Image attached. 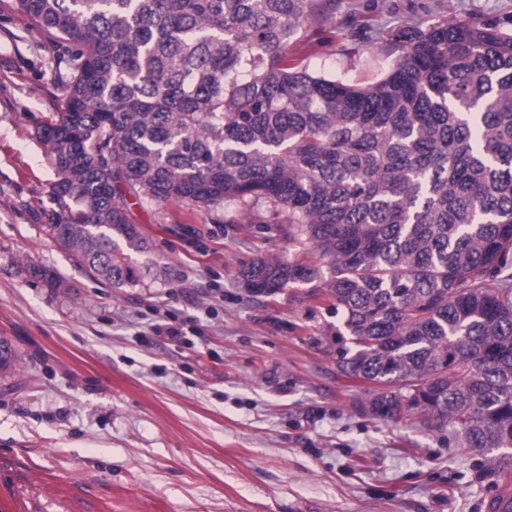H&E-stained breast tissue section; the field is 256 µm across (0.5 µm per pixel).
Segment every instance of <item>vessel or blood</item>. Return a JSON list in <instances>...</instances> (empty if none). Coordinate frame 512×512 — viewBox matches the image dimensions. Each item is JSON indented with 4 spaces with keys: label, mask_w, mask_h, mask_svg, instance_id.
Returning a JSON list of instances; mask_svg holds the SVG:
<instances>
[{
    "label": "vessel or blood",
    "mask_w": 512,
    "mask_h": 512,
    "mask_svg": "<svg viewBox=\"0 0 512 512\" xmlns=\"http://www.w3.org/2000/svg\"><path fill=\"white\" fill-rule=\"evenodd\" d=\"M108 499L88 498L82 483L64 486L16 457L0 456V512H108Z\"/></svg>",
    "instance_id": "b4317fda"
}]
</instances>
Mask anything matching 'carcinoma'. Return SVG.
Masks as SVG:
<instances>
[{
	"instance_id": "cac0c4a2",
	"label": "carcinoma",
	"mask_w": 512,
	"mask_h": 512,
	"mask_svg": "<svg viewBox=\"0 0 512 512\" xmlns=\"http://www.w3.org/2000/svg\"><path fill=\"white\" fill-rule=\"evenodd\" d=\"M62 47L63 94L35 131L54 172L44 232L113 288L147 253L127 199L234 202L288 225L324 264L260 258L255 294L298 281L334 301L361 407L428 415L512 471V33L443 20L400 31L363 87L293 47L323 0H15ZM28 275L51 288L54 271Z\"/></svg>"
}]
</instances>
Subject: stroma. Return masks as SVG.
I'll list each match as a JSON object with an SVG mask.
<instances>
[{
	"label": "stroma",
	"instance_id": "35a3bbf8",
	"mask_svg": "<svg viewBox=\"0 0 512 512\" xmlns=\"http://www.w3.org/2000/svg\"><path fill=\"white\" fill-rule=\"evenodd\" d=\"M335 34L298 44L310 71L369 85L398 56L401 29L445 19L512 30V0H335ZM59 50L0 0V337L19 355L0 372V451L55 483L83 480L112 512H483L489 461L417 414L362 410L374 383L336 365L341 327L306 283L255 296L239 271L310 255L280 225L180 202L130 200L167 277L110 288L41 229L52 169L35 127L62 90ZM235 223H225V216ZM52 269L62 285L27 278ZM193 329L176 348L149 336Z\"/></svg>",
	"mask_w": 512,
	"mask_h": 512
}]
</instances>
